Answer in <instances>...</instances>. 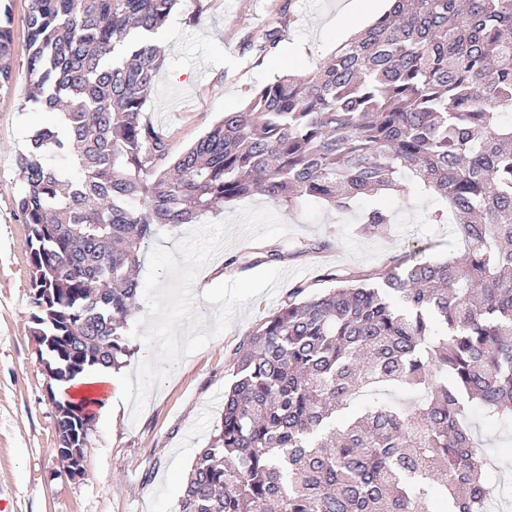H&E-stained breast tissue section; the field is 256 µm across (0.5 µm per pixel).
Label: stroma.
<instances>
[{
	"label": "stroma",
	"instance_id": "1",
	"mask_svg": "<svg viewBox=\"0 0 512 512\" xmlns=\"http://www.w3.org/2000/svg\"><path fill=\"white\" fill-rule=\"evenodd\" d=\"M345 0H185L164 26L162 62L149 92L143 119L161 134L177 158L224 114L246 107L256 88L283 74L315 67L335 49L336 29L350 25ZM28 0H13V77L0 91V512H177L195 456L205 447L224 412L234 352L247 332L261 324L288 295L296 280L311 293L325 290L328 269L376 270L404 260L409 251L443 258L460 255L456 225L432 224L441 208L432 195L384 194L392 222L361 231L364 201L343 213L308 200L291 207L249 196L205 215V222L235 217L247 206L271 207L288 226L275 244L283 259L268 262L270 241L252 243L234 235L195 276L196 309L213 327L215 305L202 300L204 286L275 266L287 279L273 294L260 295L228 328L183 358L153 389L141 414L113 398L94 412L85 449L86 474L71 481L57 474L55 408L51 381L32 339L28 228L15 207L20 186L18 157L35 125L44 121L30 100L27 72ZM283 21L275 50L254 46L260 22ZM327 249H316L319 241ZM300 270L291 278L290 270Z\"/></svg>",
	"mask_w": 512,
	"mask_h": 512
}]
</instances>
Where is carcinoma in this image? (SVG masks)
<instances>
[{"instance_id": "obj_1", "label": "carcinoma", "mask_w": 512, "mask_h": 512, "mask_svg": "<svg viewBox=\"0 0 512 512\" xmlns=\"http://www.w3.org/2000/svg\"><path fill=\"white\" fill-rule=\"evenodd\" d=\"M181 0H29L27 71L36 127L17 167L31 247L32 335L67 383L133 353L134 272L154 225L191 224L261 194L341 213L364 196L431 194L464 254L420 256L299 282L236 350L224 417L200 449L178 512H485L486 456L467 418L512 425V0H393L326 63L275 78L173 163L142 121L161 62L144 36ZM281 27L261 26L262 52ZM10 5H0V90L12 80ZM68 160L69 166L57 165ZM143 208H138V205ZM407 389L411 405L363 392ZM84 431L89 402L51 396Z\"/></svg>"}]
</instances>
